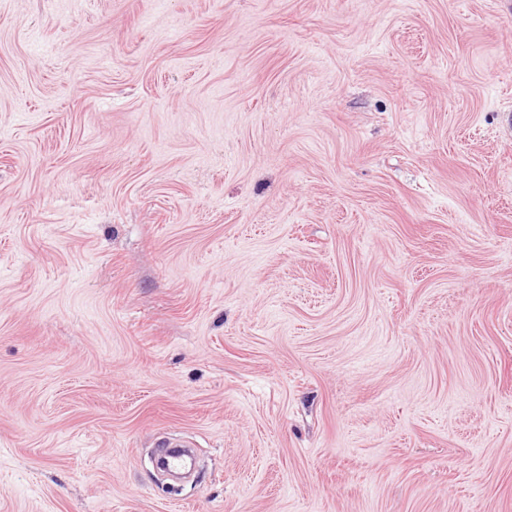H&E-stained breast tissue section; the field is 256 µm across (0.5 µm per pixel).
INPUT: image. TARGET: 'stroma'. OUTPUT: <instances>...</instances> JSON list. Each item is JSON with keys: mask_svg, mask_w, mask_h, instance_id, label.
I'll return each mask as SVG.
<instances>
[{"mask_svg": "<svg viewBox=\"0 0 512 512\" xmlns=\"http://www.w3.org/2000/svg\"><path fill=\"white\" fill-rule=\"evenodd\" d=\"M0 512H512V0H0Z\"/></svg>", "mask_w": 512, "mask_h": 512, "instance_id": "35a3bbf8", "label": "stroma"}]
</instances>
